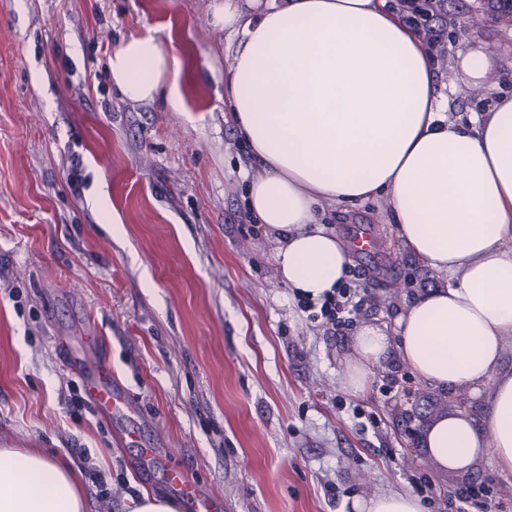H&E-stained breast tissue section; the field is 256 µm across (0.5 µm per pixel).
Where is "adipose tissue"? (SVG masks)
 <instances>
[{"label":"adipose tissue","instance_id":"ef3b65f1","mask_svg":"<svg viewBox=\"0 0 512 512\" xmlns=\"http://www.w3.org/2000/svg\"><path fill=\"white\" fill-rule=\"evenodd\" d=\"M236 0L215 5V24L238 42L224 74V101L261 161L247 206L275 244L280 280L321 298L348 272L347 251L321 226V202L385 196L411 255L447 274L400 311L393 330L365 324L343 376L359 391L397 348L423 382L482 403L427 425L424 446L446 470L489 453L512 471V96L463 125L437 93L431 54L384 0ZM130 101L165 97L181 107L178 61L150 32L108 59ZM79 475L52 456L0 448V512H83ZM351 512H422L403 492L356 496Z\"/></svg>","mask_w":512,"mask_h":512}]
</instances>
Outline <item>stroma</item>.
<instances>
[{"mask_svg": "<svg viewBox=\"0 0 512 512\" xmlns=\"http://www.w3.org/2000/svg\"><path fill=\"white\" fill-rule=\"evenodd\" d=\"M218 2L0 0V448L72 466L87 512L168 495L161 472L142 470L144 448L192 468L222 512H350L352 493L424 479L435 493L423 512H449L450 492L472 482L490 488L483 512H512L511 471L484 455L461 472L429 457L423 429L455 405L397 351L363 392L343 383L357 326L393 325L416 292L448 283L408 253L385 198L322 206L341 241L359 226L375 241L351 256L348 279L367 300L339 333L299 310L258 224L234 223L262 166L224 105L232 37L213 22ZM482 3L446 0L425 40L448 116L464 125L512 95V26L460 25ZM148 29L178 60L180 110L112 84L113 48ZM474 50L492 60L477 88L459 67ZM101 183L116 236L88 202ZM79 329L104 338L136 416L108 419L81 400L56 347ZM356 406L374 429L358 432Z\"/></svg>", "mask_w": 512, "mask_h": 512, "instance_id": "35a3bbf8", "label": "stroma"}]
</instances>
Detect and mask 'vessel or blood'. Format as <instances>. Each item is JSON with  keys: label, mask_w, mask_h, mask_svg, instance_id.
Wrapping results in <instances>:
<instances>
[{"label": "vessel or blood", "mask_w": 512, "mask_h": 512, "mask_svg": "<svg viewBox=\"0 0 512 512\" xmlns=\"http://www.w3.org/2000/svg\"><path fill=\"white\" fill-rule=\"evenodd\" d=\"M91 342L96 348L94 355L83 356L73 363L87 397L100 413L111 416L132 413L135 405L120 389L109 359L100 351V337H92ZM167 480L186 512H214L216 502L213 494L201 489L190 468L168 470Z\"/></svg>", "instance_id": "b4317fda"}]
</instances>
